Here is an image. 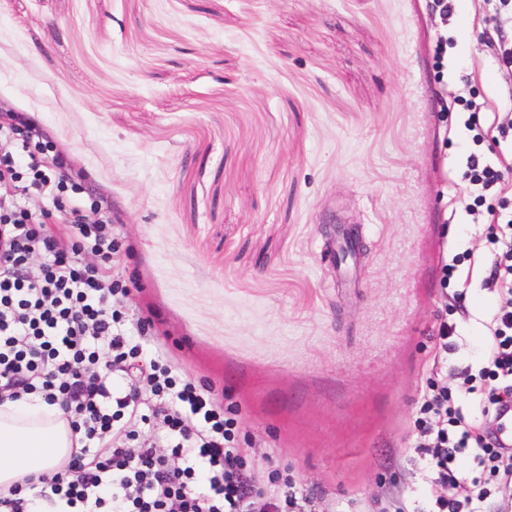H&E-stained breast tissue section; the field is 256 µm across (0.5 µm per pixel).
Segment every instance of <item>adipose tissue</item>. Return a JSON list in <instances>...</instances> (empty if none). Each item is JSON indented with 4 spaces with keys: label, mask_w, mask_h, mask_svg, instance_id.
Wrapping results in <instances>:
<instances>
[{
    "label": "adipose tissue",
    "mask_w": 512,
    "mask_h": 512,
    "mask_svg": "<svg viewBox=\"0 0 512 512\" xmlns=\"http://www.w3.org/2000/svg\"><path fill=\"white\" fill-rule=\"evenodd\" d=\"M69 454L70 429L59 406L32 395L0 406V485L50 472Z\"/></svg>",
    "instance_id": "obj_1"
}]
</instances>
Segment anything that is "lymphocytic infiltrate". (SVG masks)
I'll use <instances>...</instances> for the list:
<instances>
[{"mask_svg": "<svg viewBox=\"0 0 512 512\" xmlns=\"http://www.w3.org/2000/svg\"><path fill=\"white\" fill-rule=\"evenodd\" d=\"M458 104L474 146L465 191L478 207L498 193L512 164L503 150L486 154L480 103L462 96ZM0 184V404L39 396L62 408L72 431L68 462L0 489V512H30L32 491L48 502L65 500L75 512H310L313 499L289 482L255 499L236 422L225 417L210 383L182 378L180 362L164 348L142 360L151 325L123 309L129 291L112 275L120 232L111 207L85 195L38 126L0 121ZM33 196L44 206L30 207ZM485 238L503 299L489 324L484 365L476 372L463 366L449 388L455 328L441 322L436 369L415 421L412 447L430 512H486L491 497L497 512H512V450L496 438L512 409V211L491 212ZM117 372L124 388L109 381ZM476 376L488 382L479 421L454 399L468 394ZM461 454L490 480L456 477Z\"/></svg>", "mask_w": 512, "mask_h": 512, "instance_id": "1", "label": "lymphocytic infiltrate"}]
</instances>
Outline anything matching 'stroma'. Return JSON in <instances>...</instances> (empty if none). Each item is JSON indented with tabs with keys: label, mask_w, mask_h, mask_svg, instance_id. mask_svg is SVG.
Listing matches in <instances>:
<instances>
[{
	"label": "stroma",
	"mask_w": 512,
	"mask_h": 512,
	"mask_svg": "<svg viewBox=\"0 0 512 512\" xmlns=\"http://www.w3.org/2000/svg\"><path fill=\"white\" fill-rule=\"evenodd\" d=\"M504 35L488 0L445 26L432 0H0V104L107 199L130 317L235 413L245 466L274 451L258 489L423 504L432 336L480 366L499 301L455 98L512 144Z\"/></svg>",
	"instance_id": "obj_1"
}]
</instances>
